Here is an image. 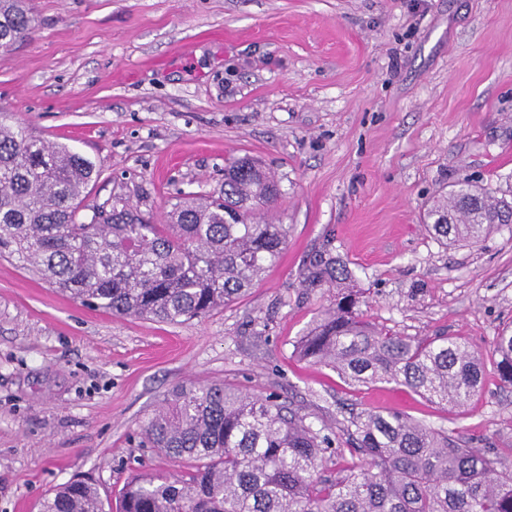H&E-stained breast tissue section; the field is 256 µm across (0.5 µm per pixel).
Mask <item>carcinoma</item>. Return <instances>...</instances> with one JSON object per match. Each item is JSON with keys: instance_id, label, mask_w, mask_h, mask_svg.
Masks as SVG:
<instances>
[{"instance_id": "1", "label": "carcinoma", "mask_w": 512, "mask_h": 512, "mask_svg": "<svg viewBox=\"0 0 512 512\" xmlns=\"http://www.w3.org/2000/svg\"><path fill=\"white\" fill-rule=\"evenodd\" d=\"M32 21L29 0H0V48L26 37ZM99 174L92 159L1 120L0 253L87 305L178 323L243 297L286 248L285 225L254 218L280 189L251 158L224 167L220 196L184 194L169 224L151 223L121 197L80 219ZM423 219L445 244L475 246L512 224V202L466 180L438 193ZM304 283L338 295L296 343L302 359L443 407L464 408L482 390L485 358L468 341L404 336L365 320L349 271L330 250L310 261ZM491 360L511 387L512 332L496 338ZM143 434L187 471L131 479L117 512H512V471L498 457L402 413L362 410L324 434L271 397L190 383L172 390ZM347 454L349 467L319 472ZM37 512L106 508L98 489L76 478L41 498Z\"/></svg>"}]
</instances>
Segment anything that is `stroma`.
Wrapping results in <instances>:
<instances>
[{
	"instance_id": "obj_1",
	"label": "stroma",
	"mask_w": 512,
	"mask_h": 512,
	"mask_svg": "<svg viewBox=\"0 0 512 512\" xmlns=\"http://www.w3.org/2000/svg\"><path fill=\"white\" fill-rule=\"evenodd\" d=\"M0 52V112L94 160L88 207L113 197L164 221L180 193L248 156L277 179L278 263L236 302L180 323L90 308L0 257V512L73 478L116 498L176 466L140 445L177 386L225 382L335 427L398 410L512 470V387L487 366L450 412L407 388L354 386L295 345L335 299L304 272L347 263L365 318L459 336L483 354L512 328V224L447 246L422 214L470 178L512 199V0H31Z\"/></svg>"
}]
</instances>
